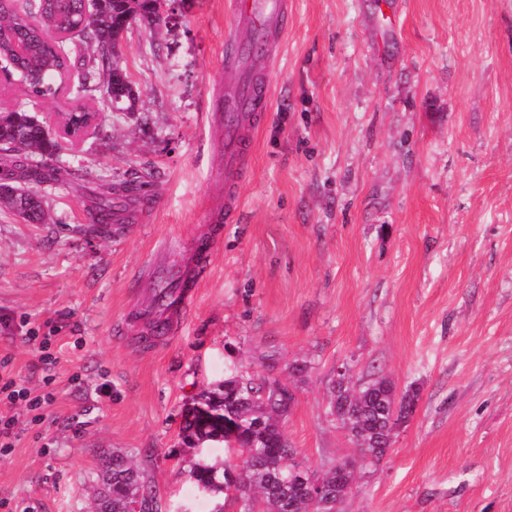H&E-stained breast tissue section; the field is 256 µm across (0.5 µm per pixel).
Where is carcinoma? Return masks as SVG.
<instances>
[{
    "label": "carcinoma",
    "instance_id": "carcinoma-1",
    "mask_svg": "<svg viewBox=\"0 0 512 512\" xmlns=\"http://www.w3.org/2000/svg\"><path fill=\"white\" fill-rule=\"evenodd\" d=\"M164 22L148 0H0V59L13 61V74L45 71L41 81H24L25 95L36 105L54 101L69 76L71 97L97 96L107 107L132 113L139 95L116 60V44L126 27L137 24L154 31ZM50 25L59 34L76 38L82 50L67 52L60 44L50 45L45 34ZM62 149L59 139L46 137L28 110L19 106L0 111V170L5 175L0 187L13 192L9 209L27 223H44L45 193L62 190L79 176L78 168L51 163ZM22 179L44 190H26L17 185ZM156 180L150 172L138 184H106L107 201L93 209L92 223L98 229L114 223L112 201L140 193ZM418 399L419 389L399 396L384 376L355 383L337 375L328 388L327 413L348 431L353 445V453L339 462L346 466L358 457L366 461L363 470L380 465L387 456L382 446L392 445L388 425L407 423ZM293 403V394L278 379L256 380L242 374L203 390L185 415L183 440L188 444L193 434L226 431L224 444L233 447L237 462L224 463L212 481L237 512H318L303 492L311 472L292 462L282 428ZM319 479L331 493L345 494L355 488L356 470L342 474L333 465ZM100 488L99 509L126 512L137 502L141 512H158L145 472L121 454L112 455V466L103 468Z\"/></svg>",
    "mask_w": 512,
    "mask_h": 512
}]
</instances>
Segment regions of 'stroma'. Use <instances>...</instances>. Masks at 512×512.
Returning a JSON list of instances; mask_svg holds the SVG:
<instances>
[{
    "label": "stroma",
    "mask_w": 512,
    "mask_h": 512,
    "mask_svg": "<svg viewBox=\"0 0 512 512\" xmlns=\"http://www.w3.org/2000/svg\"><path fill=\"white\" fill-rule=\"evenodd\" d=\"M287 2L279 53L253 64L272 96L244 178L224 179L215 117L236 82L230 0H171L160 35L133 27L119 49L138 111L88 100L91 150L57 159L97 183L156 172L147 202L104 234L79 184L49 193L43 224L0 207V376L48 399L0 393V512H92L115 453L161 512H233L189 475L233 453L185 445V408L236 373L276 375L293 460L320 471L352 451L325 413L343 364L420 393L340 512H512V0ZM229 193L240 209L178 336L119 331L149 301L132 275L188 257ZM243 40L237 31H229L224 36V69L237 72L240 57L242 56Z\"/></svg>",
    "instance_id": "obj_1"
}]
</instances>
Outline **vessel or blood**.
<instances>
[{
    "label": "vessel or blood",
    "mask_w": 512,
    "mask_h": 512,
    "mask_svg": "<svg viewBox=\"0 0 512 512\" xmlns=\"http://www.w3.org/2000/svg\"><path fill=\"white\" fill-rule=\"evenodd\" d=\"M285 0H233L232 13L238 24L250 25L264 46H271L281 29L285 14ZM242 41L237 32L224 36V68L234 72L239 68ZM268 89L264 79L255 78L243 82L235 91L224 97V173L227 178L240 175L247 162V133L245 119L249 113L267 110ZM192 264L173 267L154 265L140 278L143 292L155 293L159 282L174 278L176 288L170 290L163 302L147 305L136 316L144 329L154 330L161 341L173 340L188 316L196 296V289L207 273L213 248L205 242L197 243Z\"/></svg>",
    "instance_id": "obj_1"
}]
</instances>
